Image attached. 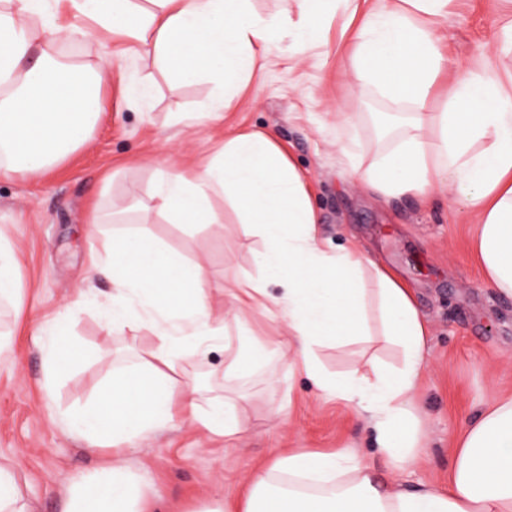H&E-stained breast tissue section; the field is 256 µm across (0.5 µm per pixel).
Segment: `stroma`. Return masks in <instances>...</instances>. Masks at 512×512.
Segmentation results:
<instances>
[{
    "instance_id": "stroma-1",
    "label": "stroma",
    "mask_w": 512,
    "mask_h": 512,
    "mask_svg": "<svg viewBox=\"0 0 512 512\" xmlns=\"http://www.w3.org/2000/svg\"><path fill=\"white\" fill-rule=\"evenodd\" d=\"M499 11L497 0H452L436 29L448 54V79L493 54L502 77L512 76V56L498 53L501 37L494 19ZM345 48L336 23L327 43L300 52L280 44L222 122L195 128L172 125L171 115L205 100L211 84L173 85L150 68L154 97L145 120L119 104L118 87L135 63L112 66L101 90L102 113L85 145L41 176L0 177V234L12 241L23 279L19 308H0V331L10 340L0 352V463L16 469L35 512H63L66 490L78 474L114 463L144 476L155 512H204L237 496L257 467L293 449L352 448L381 479H390L373 430L345 405L321 395L300 370L289 369L277 351L287 328L259 310L249 314L246 328L265 347L264 359L246 366L232 382L209 373L223 367L221 350L191 370L211 395L236 400L246 426L237 437L212 438L181 414L151 440L116 457L111 449L71 436L60 421L62 413L94 396L113 358L127 353L145 358L159 343L149 326L114 328L100 315L114 289L105 277H90L89 268L109 251L112 227L91 225L92 207L107 214L128 206V186L146 195L163 160L205 156L232 127L274 129L309 182L323 237L335 244L355 240L415 295L431 336L413 396L425 448L421 462L400 474L405 487H447L455 440L498 395L512 392V298L484 286L469 249L474 227L460 198L438 189L424 205L411 197L379 203L336 151V135L346 130L375 146L369 115L387 109L381 99L337 82ZM147 228L184 261L204 265L213 280L228 287L257 272L254 256L263 244L243 236L237 225H225L217 234L203 225L169 224L153 214ZM79 290L91 300L74 323L73 337L89 357L49 392L43 387L37 329ZM366 352L393 368L403 362L398 347L378 338L366 345L324 346L318 356L328 372L343 375Z\"/></svg>"
}]
</instances>
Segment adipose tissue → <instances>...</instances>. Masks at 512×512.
<instances>
[{
  "mask_svg": "<svg viewBox=\"0 0 512 512\" xmlns=\"http://www.w3.org/2000/svg\"><path fill=\"white\" fill-rule=\"evenodd\" d=\"M351 2L293 0L264 13L255 0H148L144 7L136 0H0V175H41L91 132L107 68L62 61L54 52L59 42L104 33L120 43L119 60L155 66L174 82L212 83L204 103L174 115L198 126L234 109L280 41L320 43L338 17L351 53L337 80L385 100L397 128L372 154L357 135L337 140L353 177L382 203L454 188L476 226L472 250L485 286L512 297V82L485 61L456 79L442 109L431 111L447 62L433 32L450 0H373L360 14ZM216 196L223 209L213 206ZM131 209L142 222L155 213L172 224L218 229L230 218L244 236L260 238L258 273L231 300L236 324L253 310L274 308L288 328L291 364L371 426L393 470L418 464L421 433L411 399L429 328L409 290L358 247L324 240L308 183L274 131H231L214 153L161 165L152 194ZM90 272L106 274L116 289L105 322L147 324L159 344L149 360L113 362L94 399L62 415L67 431L116 451L148 439L179 413L216 435L243 431L233 401L205 396L196 379L179 375L224 344L226 325L213 310L206 267L184 263L142 226L114 231L111 252ZM85 301L77 294L38 328L44 389L84 362L67 336ZM375 317L383 341L401 349L402 368L390 371L372 357L347 375L329 374L316 347L371 340ZM63 512L152 510L138 475L107 466L74 478ZM210 512H512V393L501 394L458 439L447 489L383 483L351 448L294 450L260 466L240 496Z\"/></svg>",
  "mask_w": 512,
  "mask_h": 512,
  "instance_id": "1",
  "label": "adipose tissue"
}]
</instances>
